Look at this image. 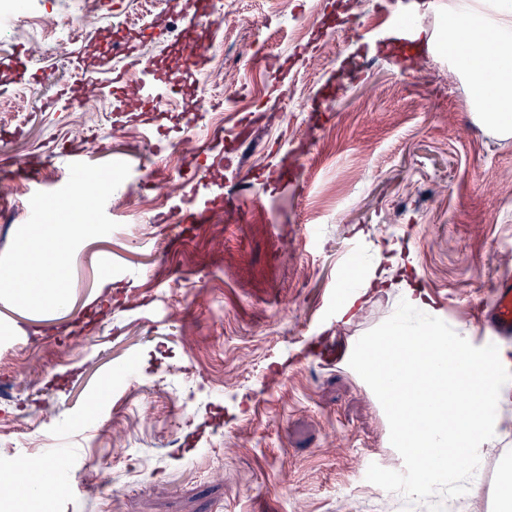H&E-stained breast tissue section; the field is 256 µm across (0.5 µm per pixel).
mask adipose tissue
I'll list each match as a JSON object with an SVG mask.
<instances>
[{"label": "adipose tissue", "mask_w": 512, "mask_h": 512, "mask_svg": "<svg viewBox=\"0 0 512 512\" xmlns=\"http://www.w3.org/2000/svg\"><path fill=\"white\" fill-rule=\"evenodd\" d=\"M448 56L491 103L482 121L512 133V0H457L449 7Z\"/></svg>", "instance_id": "adipose-tissue-1"}]
</instances>
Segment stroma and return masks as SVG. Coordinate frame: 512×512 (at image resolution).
I'll list each match as a JSON object with an SVG mask.
<instances>
[{
	"label": "stroma",
	"mask_w": 512,
	"mask_h": 512,
	"mask_svg": "<svg viewBox=\"0 0 512 512\" xmlns=\"http://www.w3.org/2000/svg\"><path fill=\"white\" fill-rule=\"evenodd\" d=\"M152 17L145 59L172 57L179 32L211 44L230 71L237 104L206 84L211 121L175 101L131 118L120 92L74 112L102 70L114 28L138 0H29L31 19H66L65 56L44 53L39 76L20 74L29 36L0 15V159L24 160L38 182L0 201V254L38 191L68 180L61 143L72 119L82 162L120 160L128 178L106 203L118 227L83 242L72 295L37 314L0 301V475L51 450L73 469L34 512H404L408 501L365 479L370 464L402 470L385 414L347 358L420 288L475 346V299L512 272V136L475 116L467 76L443 56L448 0H176ZM413 22L420 49L400 39ZM214 149L220 199L187 222L177 194L138 189L151 175L185 184ZM393 281L369 290L350 321L337 317L354 265ZM110 285H103V277ZM110 395L93 412L101 388ZM483 447L471 512H496L512 458V405Z\"/></svg>",
	"instance_id": "stroma-1"
}]
</instances>
